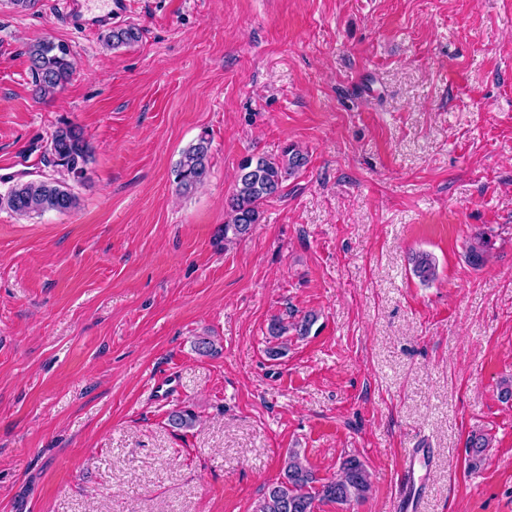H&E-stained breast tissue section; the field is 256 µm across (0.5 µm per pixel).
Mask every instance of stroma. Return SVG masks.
I'll list each match as a JSON object with an SVG mask.
<instances>
[{"mask_svg":"<svg viewBox=\"0 0 512 512\" xmlns=\"http://www.w3.org/2000/svg\"><path fill=\"white\" fill-rule=\"evenodd\" d=\"M62 9L0 0V194L60 123L94 147L77 210L0 207V512H255L291 448L323 479L369 471L364 501L316 512H512V0H112L140 30L119 49ZM44 39L76 62L46 100ZM204 132L210 175L179 195ZM290 143L306 165L217 244L240 160ZM309 311V336L268 335ZM184 406L199 423L172 431ZM33 91L38 98L54 95L70 80L75 60L68 45L39 41L28 49ZM210 152L211 140L206 133L182 150L172 171L181 194L193 193L206 182L210 174ZM492 249V238L484 231H478L470 238L466 259L474 267L482 266ZM410 261L414 275L422 282H431L436 279V263L430 254L424 252L412 254ZM179 393L176 375L170 371L157 375L150 388L151 396L159 404L167 403Z\"/></svg>","mask_w":512,"mask_h":512,"instance_id":"obj_1","label":"stroma"}]
</instances>
